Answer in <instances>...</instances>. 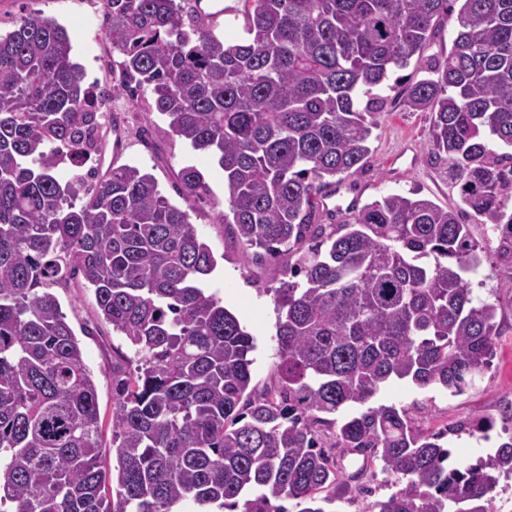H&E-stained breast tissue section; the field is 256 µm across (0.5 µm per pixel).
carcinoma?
Listing matches in <instances>:
<instances>
[{
  "label": "carcinoma",
  "mask_w": 512,
  "mask_h": 512,
  "mask_svg": "<svg viewBox=\"0 0 512 512\" xmlns=\"http://www.w3.org/2000/svg\"><path fill=\"white\" fill-rule=\"evenodd\" d=\"M452 1V48L407 105L432 113L430 152L512 279V0H249L233 43L199 0H104L121 55L110 95L84 84L55 20L0 34V512H287L286 499L328 512L340 470L326 427L399 485L371 512H491L512 435L450 465L448 430L424 434L394 405L355 411L394 379L461 393L489 364L497 308L473 296L480 257L461 211L390 194L312 223L330 179L370 154L374 90L421 57ZM112 95L143 99L213 155L232 237L286 256L278 384L251 385L254 338L202 283L216 259L191 222L211 199L196 166L177 174L181 206L137 165L60 176L97 149ZM76 276L134 348L112 362L108 470L95 383L51 292Z\"/></svg>",
  "instance_id": "carcinoma-1"
}]
</instances>
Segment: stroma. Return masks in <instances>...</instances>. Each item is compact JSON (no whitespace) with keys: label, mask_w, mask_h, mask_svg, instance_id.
Returning a JSON list of instances; mask_svg holds the SVG:
<instances>
[{"label":"stroma","mask_w":512,"mask_h":512,"mask_svg":"<svg viewBox=\"0 0 512 512\" xmlns=\"http://www.w3.org/2000/svg\"><path fill=\"white\" fill-rule=\"evenodd\" d=\"M23 14L55 18L71 36V57L84 68L87 83L99 89L109 86L105 61L112 49L102 29L103 0H0V32L12 30ZM456 26V12L442 17L425 45L421 61L396 71L393 84L382 88L385 103L372 134L371 153L356 174L342 177L325 189L314 212L315 223H344L354 209L391 193L428 199L444 208L460 207L459 193L448 183L446 164L429 152L430 113L412 110L406 104L409 87L426 77L428 62L444 59L451 50ZM118 105L112 132L95 167L138 165L154 175L165 196L177 205L182 202L176 189L178 171L193 165L204 174L212 199L196 206L191 221L217 261L207 286L253 335L252 383L265 387L277 377L279 313L274 291L288 280L281 262L269 258L256 261L252 251L244 250L229 237L221 220L228 209V191L224 173L212 156L190 152L170 131L167 120L148 111L144 102L122 99ZM465 222L480 245L481 264L473 278V293L497 307L498 336L490 366L460 394L439 386L420 388L409 382H395L382 387L371 403L408 410L415 424L425 431L447 425L460 427V434L448 438L451 458L472 462L494 453L497 443L512 433V279L500 270L487 225L471 213ZM52 291L93 373L103 455L111 457L112 354H127L131 348L125 337L113 332L102 318L92 289L81 278L55 285ZM335 455L342 474L336 485L333 512H370L376 500L394 491L393 478L383 473L379 464H364L362 455L340 448Z\"/></svg>","instance_id":"obj_1"}]
</instances>
